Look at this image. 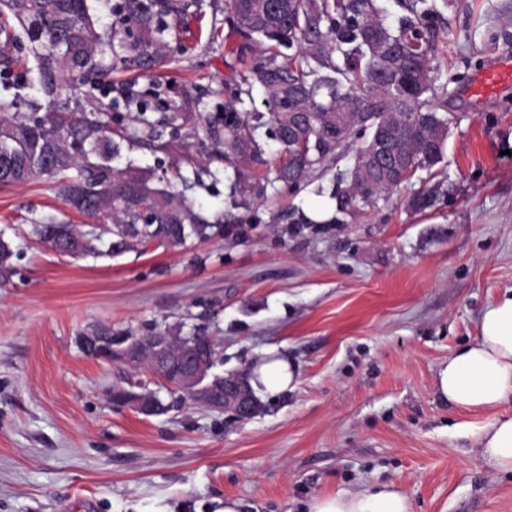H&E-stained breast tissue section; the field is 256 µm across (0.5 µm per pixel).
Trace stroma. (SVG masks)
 Here are the masks:
<instances>
[{
	"label": "stroma",
	"mask_w": 512,
	"mask_h": 512,
	"mask_svg": "<svg viewBox=\"0 0 512 512\" xmlns=\"http://www.w3.org/2000/svg\"><path fill=\"white\" fill-rule=\"evenodd\" d=\"M193 12L172 25L170 63L139 80L182 93L192 125L200 109L223 111L225 81L246 69L224 55L226 0H198ZM442 14L445 157L381 210L333 223L348 151L300 193L274 184L242 207L228 197L229 167L189 194L197 211L226 217L223 237L76 259L30 233L45 214L86 222L50 183L0 186V236L21 251L0 288V512H215L227 497L242 512H306L315 496L390 484L411 512H512V473L477 446L497 412L460 410L435 388L439 367L512 289V86L463 94L512 55V0H452ZM123 153L147 171L187 174L197 150L133 143ZM434 184L444 190L435 207H409ZM292 206L323 220L293 223ZM103 324L203 332L220 372L279 355L297 384L260 393L261 412L243 422L189 403L146 416L112 394L158 382L79 345Z\"/></svg>",
	"instance_id": "1"
}]
</instances>
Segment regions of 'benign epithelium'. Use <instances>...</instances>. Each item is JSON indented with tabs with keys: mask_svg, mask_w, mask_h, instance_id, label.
<instances>
[{
	"mask_svg": "<svg viewBox=\"0 0 512 512\" xmlns=\"http://www.w3.org/2000/svg\"><path fill=\"white\" fill-rule=\"evenodd\" d=\"M82 345L90 357L146 367L152 378L179 391L193 405L228 413L239 421L249 412L235 382L212 376V350L202 351L196 341L175 343L165 336L135 340L93 332L82 337Z\"/></svg>",
	"mask_w": 512,
	"mask_h": 512,
	"instance_id": "benign-epithelium-1",
	"label": "benign epithelium"
}]
</instances>
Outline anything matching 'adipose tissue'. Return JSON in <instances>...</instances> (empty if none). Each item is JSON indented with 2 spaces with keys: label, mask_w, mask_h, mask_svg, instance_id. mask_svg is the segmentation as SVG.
<instances>
[{
  "label": "adipose tissue",
  "mask_w": 512,
  "mask_h": 512,
  "mask_svg": "<svg viewBox=\"0 0 512 512\" xmlns=\"http://www.w3.org/2000/svg\"><path fill=\"white\" fill-rule=\"evenodd\" d=\"M438 394L455 407L478 412L512 397V290L482 314L475 339L460 347L436 376ZM479 445L498 470L512 472V414L485 428ZM309 512H410L407 495L394 486L355 494L314 497Z\"/></svg>",
  "instance_id": "obj_1"
}]
</instances>
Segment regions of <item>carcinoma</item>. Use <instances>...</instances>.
I'll use <instances>...</instances> for the list:
<instances>
[{"label":"carcinoma","mask_w":512,"mask_h":512,"mask_svg":"<svg viewBox=\"0 0 512 512\" xmlns=\"http://www.w3.org/2000/svg\"><path fill=\"white\" fill-rule=\"evenodd\" d=\"M403 14L390 19L378 0H228L230 33L224 53H253L240 80L225 87L224 113H201L210 145L202 166L181 189L154 187L152 176L120 167L121 142L146 140L159 150L191 136L177 100L154 112L159 87H128L135 112H117L97 92L112 74L162 64L171 56L166 17L188 15L193 0H119L112 25L100 22L90 0H0V185L44 177L62 202L79 214H107L112 224L83 231L51 217L32 224L47 241L52 233L68 252L117 257L158 243L181 248L224 237V225L193 210L186 191L202 175L234 168L233 203L264 197L279 182L291 190L322 175L347 149L353 164L333 194L334 221L371 211L440 163L451 119L438 98L445 90L435 64L440 13L436 0H397ZM290 53L285 54L283 50ZM259 88L271 112H253ZM278 160L260 176L237 166L264 163L269 144ZM440 185L413 194L415 210L435 206ZM108 237L106 250L98 243ZM20 252L0 238V285L9 281ZM253 401V369L233 374Z\"/></svg>","instance_id":"1"}]
</instances>
